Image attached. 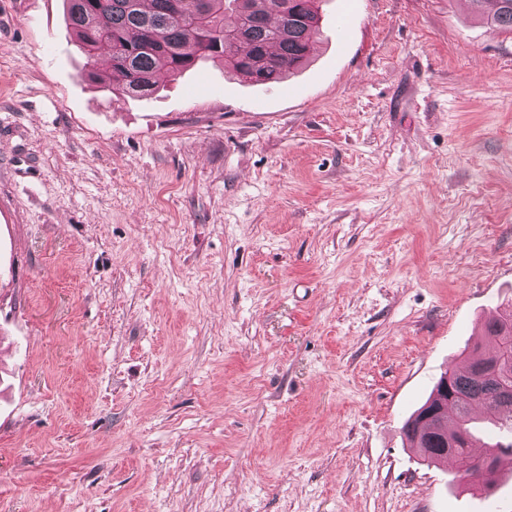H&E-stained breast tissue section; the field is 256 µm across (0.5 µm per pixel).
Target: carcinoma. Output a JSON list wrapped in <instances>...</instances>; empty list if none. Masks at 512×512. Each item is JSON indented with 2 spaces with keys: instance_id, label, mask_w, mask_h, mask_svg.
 <instances>
[{
  "instance_id": "obj_1",
  "label": "carcinoma",
  "mask_w": 512,
  "mask_h": 512,
  "mask_svg": "<svg viewBox=\"0 0 512 512\" xmlns=\"http://www.w3.org/2000/svg\"><path fill=\"white\" fill-rule=\"evenodd\" d=\"M68 21L80 49L91 58L101 46L111 51L106 77L96 76L131 96L150 93L157 77L177 76L208 59L236 64L253 83L278 82L302 64L319 35L322 0H67ZM473 13L486 23L512 32V0H469ZM206 13L202 32L192 25ZM512 348V303H501L483 326L481 340L460 368L445 372L425 403L402 427L411 448L432 462L452 458L469 488L483 491L485 474L512 469V411L478 423L473 408L512 407L501 399L500 382L479 366ZM486 441L490 465L469 472L478 461L472 449Z\"/></svg>"
}]
</instances>
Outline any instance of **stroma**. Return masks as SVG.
Instances as JSON below:
<instances>
[{
	"label": "stroma",
	"instance_id": "35a3bbf8",
	"mask_svg": "<svg viewBox=\"0 0 512 512\" xmlns=\"http://www.w3.org/2000/svg\"><path fill=\"white\" fill-rule=\"evenodd\" d=\"M321 15L283 82L137 99L0 0V512H512L401 434L512 300V33Z\"/></svg>",
	"mask_w": 512,
	"mask_h": 512
}]
</instances>
